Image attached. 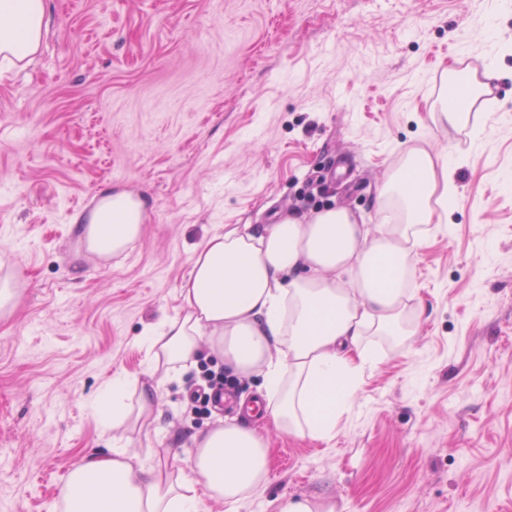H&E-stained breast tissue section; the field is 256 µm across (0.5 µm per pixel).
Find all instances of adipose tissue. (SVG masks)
Masks as SVG:
<instances>
[{
    "label": "adipose tissue",
    "instance_id": "1",
    "mask_svg": "<svg viewBox=\"0 0 512 512\" xmlns=\"http://www.w3.org/2000/svg\"><path fill=\"white\" fill-rule=\"evenodd\" d=\"M48 22V0H0V54L31 58ZM448 84L460 86L462 97L449 100L442 116L451 127L468 126L489 87L467 69L449 70ZM454 190L450 161L416 149L379 187L376 225L331 205L259 230L226 225L194 251L178 289L181 313L145 326L139 342L170 380L209 346L229 374H262L263 405L247 412L290 434L332 439L377 363L367 336H411L424 320L415 257L435 207H447ZM110 201L116 211L133 208L132 222L78 227L87 251L102 259L123 253L142 231V201L125 193ZM132 386L134 379L112 377L94 402L113 426L154 413V388L141 387L131 403ZM193 443L187 467L172 480L119 446L87 452L62 490L66 512H201L207 499L233 508L263 484L269 448L255 427L220 418Z\"/></svg>",
    "mask_w": 512,
    "mask_h": 512
}]
</instances>
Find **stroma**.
Returning a JSON list of instances; mask_svg holds the SVG:
<instances>
[{"mask_svg": "<svg viewBox=\"0 0 512 512\" xmlns=\"http://www.w3.org/2000/svg\"><path fill=\"white\" fill-rule=\"evenodd\" d=\"M39 53L0 67V260L25 282L0 315V512H64L83 454L117 444L185 467L198 377L165 382L155 415L105 430L92 401L145 379V325L180 311L191 256L228 224L332 198L377 221L399 151L454 158L457 194L416 257L426 320L372 336L329 441L260 422L269 466L237 512L306 497L335 512H512V7L498 0H49ZM492 62L495 103L466 129L432 119L448 68ZM146 202L122 255L88 254L73 222L96 198Z\"/></svg>", "mask_w": 512, "mask_h": 512, "instance_id": "obj_1", "label": "stroma"}]
</instances>
